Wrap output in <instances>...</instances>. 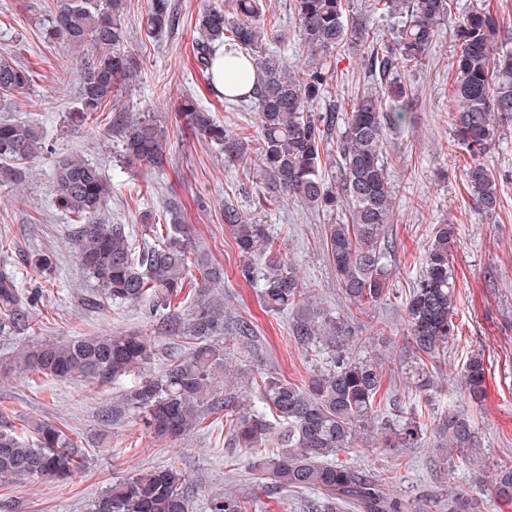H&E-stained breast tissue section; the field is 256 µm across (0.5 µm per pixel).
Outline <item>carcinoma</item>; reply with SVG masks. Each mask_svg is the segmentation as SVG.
Wrapping results in <instances>:
<instances>
[{"instance_id": "carcinoma-1", "label": "carcinoma", "mask_w": 512, "mask_h": 512, "mask_svg": "<svg viewBox=\"0 0 512 512\" xmlns=\"http://www.w3.org/2000/svg\"><path fill=\"white\" fill-rule=\"evenodd\" d=\"M127 0H56L49 38H61L85 52L81 70L80 107L68 113V125L82 128L94 114L116 106L119 89L131 75L121 53V17ZM451 0H374L382 14L399 18L392 39L376 47L360 18L345 0H291L298 41L312 55L366 46L372 87L357 95L347 112L312 106L330 98L332 78L322 67L291 71L276 60L259 59L266 32L259 22L263 0H235L236 20L224 11L205 10L199 18L196 59L212 69L219 50L224 58L253 60L256 83L242 84L234 94L255 104L258 134L229 135L213 115L193 100L181 110L188 123L230 163L260 173L266 186L308 209H342V218L324 227L327 257L336 271L339 291L348 303L344 317L318 315L307 307L305 280L286 261L264 228L231 205L224 207L239 251L247 257L240 277L257 290L268 312H292L290 331L307 348L330 357L329 368L304 383L264 373L230 370L233 353L224 335L231 333L252 354L259 340L252 322L228 324L224 316V268L196 249L189 225L178 217L166 225L145 228L158 242L137 246L126 224H110L100 212L112 193V181L96 164L74 155L56 160L52 188L59 205L76 224L71 226L76 258L94 282L97 297L148 307L167 314V333L189 344L186 354H173L159 374L142 372L117 398V408L139 414L143 427L177 441L199 428L204 419L224 412L233 442L254 453L253 468L277 488L312 489L336 509L351 512H408V504L391 495L387 478L372 469L339 460L354 445L366 444L372 426L382 431L381 449L412 448L420 440L422 415L378 423L377 396L389 370L384 333L355 335L354 320L386 292L389 224L394 188L387 169L386 130L408 119V85L399 75L428 57L441 26L450 20ZM169 0H150L145 28L155 34L171 25ZM460 51L449 96L452 138L473 164L466 170V189L485 213L501 206L496 176L478 161L512 125V52H498L502 31L497 14L476 4L457 23ZM32 81L28 69L0 56V99L23 93ZM108 130L119 138L125 163L141 170L163 167V130L145 115L118 113ZM47 135L31 126L0 120V173L12 175L13 163L29 162L49 151ZM335 156L336 191L329 190L323 167ZM456 226H433L423 271L405 300L407 329L420 365L435 368L448 352L455 332V273L449 258ZM26 264L48 279L53 254L35 253ZM198 275H190V268ZM191 279L190 302L177 300ZM36 297H22L18 282L0 273V336H27L38 325ZM155 344L136 331L77 336L63 342L42 339L22 346L11 372L99 382L118 379L155 356ZM487 366L471 354L460 372L471 407L482 401ZM34 439L19 437L16 426L0 414V481L21 477L64 480L84 466L88 449L70 429L50 420L32 425ZM440 447L448 457L476 446L473 420L453 410L443 419ZM496 494L512 500V460L491 463ZM235 491H217L206 512H249ZM186 476L174 466L117 478L91 504L90 512H188ZM448 512H478L475 499L448 491Z\"/></svg>"}]
</instances>
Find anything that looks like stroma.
<instances>
[{
    "label": "stroma",
    "instance_id": "obj_1",
    "mask_svg": "<svg viewBox=\"0 0 512 512\" xmlns=\"http://www.w3.org/2000/svg\"><path fill=\"white\" fill-rule=\"evenodd\" d=\"M171 4L174 23L162 34L145 32L147 0H128L122 22L120 49L132 56L134 68L129 84L118 93V108L149 115L166 131L165 169L145 173L124 167L121 146L108 135L105 122L70 130L66 114L78 102L81 55L65 41L46 35L56 0H0V55L14 58L33 78L23 104L5 115L46 127L53 135L52 153L23 164L22 182L0 185V273L12 274L21 289L35 287L37 277L26 265V256L53 252L56 271L36 306L38 338L65 340L136 329L158 346L147 371L163 370L176 350L161 333L163 313L151 314L130 303L91 302L95 286L76 261L70 218L58 209L52 193L55 156L81 155L111 176L112 195L103 216L132 226L135 242L144 239L145 220L170 223L168 205L178 203L182 221L193 226L197 243L224 267V305L230 320H250L264 341L263 354L236 357V364L302 382L326 368L329 358L295 343L288 333V315L265 312L254 288L241 279L243 259L224 223V206L233 203L264 225L310 283L313 306L334 315L343 313L346 303L322 231L337 217L290 200L259 202L254 184L239 183L241 166L225 163L223 153L189 126L179 110L187 96L205 104L232 135L243 130L255 133L257 114L225 106L193 52L199 12L220 5L225 18H232L229 0H171ZM263 4L268 30L264 53L276 54L288 68H308L307 53L297 42L291 0H263ZM458 49L452 25L443 26L429 59L402 76L415 96V122L388 134V172L395 191L387 226L392 244L390 292L361 315L356 329L357 335L368 337L382 328L392 339L395 371L387 378L382 418L395 420L419 408L427 415L426 428L417 447L384 453L361 446L345 460L390 476V493L408 500L410 512H448L452 489L477 499L482 512H512V501L495 495L486 470L490 461L512 457V133L482 158L497 177L502 202L498 213L489 217L466 191L464 152L454 145L449 125L453 102L448 71ZM322 64L333 76V101L348 109L366 80L364 53H330ZM446 221L458 227L450 256L456 274L455 335L441 372L433 373L432 386L421 391L409 370L412 345L405 299L422 272L433 225ZM476 350L483 353L488 369L485 397L474 414L477 446L469 461L450 469L431 442L449 410L468 406L460 387V367ZM132 382L129 376L100 384L33 374L1 375L0 413L13 419L20 436H28L30 421H56L82 438L90 460L84 471L63 482L32 477L0 482V512H89L113 478L170 465L186 475L189 512H205L208 496L226 489L247 495L252 512H315L320 499L314 491L273 489L259 479L250 467L251 453L232 444L223 414L211 415L201 428L174 443L145 430L136 413H114L119 391Z\"/></svg>",
    "mask_w": 512,
    "mask_h": 512
}]
</instances>
